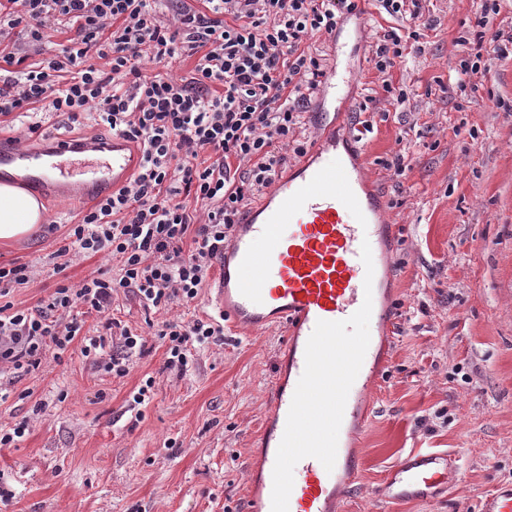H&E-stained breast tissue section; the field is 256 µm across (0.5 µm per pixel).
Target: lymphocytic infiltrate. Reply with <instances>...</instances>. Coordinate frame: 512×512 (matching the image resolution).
Here are the masks:
<instances>
[{
    "label": "lymphocytic infiltrate",
    "instance_id": "lymphocytic-infiltrate-1",
    "mask_svg": "<svg viewBox=\"0 0 512 512\" xmlns=\"http://www.w3.org/2000/svg\"><path fill=\"white\" fill-rule=\"evenodd\" d=\"M206 2L202 11L179 9L170 25L150 0H7L0 8V33L23 29L35 45L56 27L75 31L39 66L12 52L0 57L12 66L0 74V116L26 121L30 139L41 134L40 123L26 120L35 104L73 121L90 112L141 152L133 178L71 225L70 245L57 250L53 267L63 273L74 249L117 259L118 276L100 271L75 285L63 282L37 307L17 308L4 296L27 287L33 267L0 265V370L29 373L46 356L61 357L77 342L86 311L99 316L101 330L82 355L126 376L146 340L111 318L113 295L131 293L147 311L197 302L241 210L281 175L289 155L304 153V112L326 73L309 42L360 15L359 0ZM379 3L408 18L377 39L371 57L383 91L401 100L407 92L389 75L407 49L418 48L430 20L421 0ZM511 48L512 29L495 31L488 45L460 60L459 90ZM185 52L197 57L190 77L165 74ZM146 60L157 73L144 72ZM196 204L202 216H195ZM160 334L166 369L182 374L193 345L220 342L224 325L209 314L165 324Z\"/></svg>",
    "mask_w": 512,
    "mask_h": 512
}]
</instances>
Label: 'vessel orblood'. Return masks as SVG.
<instances>
[{
  "label": "vessel or blood",
  "mask_w": 512,
  "mask_h": 512,
  "mask_svg": "<svg viewBox=\"0 0 512 512\" xmlns=\"http://www.w3.org/2000/svg\"><path fill=\"white\" fill-rule=\"evenodd\" d=\"M348 84L329 71L318 96L335 99ZM50 142L53 162L45 168L38 152L0 138V167L36 163L28 177L34 191L53 184L70 200L89 201L121 187L139 163V151L119 135L108 143ZM384 207L368 189L363 162L326 138L242 213L215 262L219 284L209 301L225 327L286 332L288 377L271 390L263 490L250 512H336L339 488L358 474L353 427L396 323ZM365 319L375 325L372 337L342 339L346 324ZM456 472L447 452L413 451L394 465L378 495L431 500L448 491ZM479 512H512V483L486 496Z\"/></svg>",
  "instance_id": "vessel-or-blood-1"
}]
</instances>
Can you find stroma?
Here are the masks:
<instances>
[{"label": "stroma", "mask_w": 512, "mask_h": 512, "mask_svg": "<svg viewBox=\"0 0 512 512\" xmlns=\"http://www.w3.org/2000/svg\"><path fill=\"white\" fill-rule=\"evenodd\" d=\"M422 6L434 21L425 50L392 72L394 85L407 88L404 102L387 97L368 62L370 45L404 19L372 6L366 21L349 18L336 42L315 43L329 63L353 72L349 98L374 102L364 113H339L332 102L313 101L305 135L320 124L335 123L341 134L359 119L372 121L358 147L396 227L397 324L389 360L369 388L370 411L354 430L361 471L340 494V512H478L482 496L512 482V53L460 92L456 64L476 46L481 0ZM37 119L49 133L111 137L90 116L73 123L41 112ZM403 146L405 172L383 168ZM42 202L54 230L0 247V263L38 271L33 285L9 294L18 308L36 306L55 288L53 255L81 217L58 188ZM209 310L203 298L192 309L148 312L121 292L114 317L147 340L126 376L95 369L77 343L35 372L0 373V423H30L18 447L0 448V480L14 493L0 512H246L284 337L279 329L228 336L197 349L186 374L165 369L158 329ZM149 377L152 399L133 410L130 395ZM414 450L455 454L451 493L381 500L390 470Z\"/></svg>", "instance_id": "stroma-1"}]
</instances>
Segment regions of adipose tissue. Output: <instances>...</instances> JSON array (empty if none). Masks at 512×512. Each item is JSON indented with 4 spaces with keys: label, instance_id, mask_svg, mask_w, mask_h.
I'll return each mask as SVG.
<instances>
[{
    "label": "adipose tissue",
    "instance_id": "1",
    "mask_svg": "<svg viewBox=\"0 0 512 512\" xmlns=\"http://www.w3.org/2000/svg\"><path fill=\"white\" fill-rule=\"evenodd\" d=\"M45 221V207L36 196L12 182L0 183L1 245L37 234Z\"/></svg>",
    "mask_w": 512,
    "mask_h": 512
}]
</instances>
